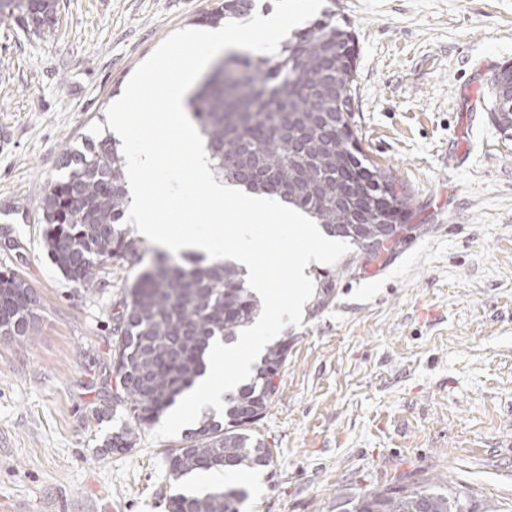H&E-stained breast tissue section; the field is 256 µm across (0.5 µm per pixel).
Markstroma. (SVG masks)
Segmentation results:
<instances>
[{
	"instance_id": "35a3bbf8",
	"label": "stroma",
	"mask_w": 512,
	"mask_h": 512,
	"mask_svg": "<svg viewBox=\"0 0 512 512\" xmlns=\"http://www.w3.org/2000/svg\"><path fill=\"white\" fill-rule=\"evenodd\" d=\"M219 0H57L42 35L0 14V268L40 300L34 336L0 337V512H167L181 436L129 451L112 401L113 328L149 266L93 286L47 256L39 223L60 157L112 137L106 110L172 32ZM357 49L354 129L412 211L385 249L310 271L314 292L280 389L255 426L273 456L240 512H337L367 490L432 476L512 512V135L491 80L512 65V0H333ZM465 146L464 156L449 152Z\"/></svg>"
}]
</instances>
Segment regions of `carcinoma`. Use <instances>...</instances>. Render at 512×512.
<instances>
[{
	"label": "carcinoma",
	"instance_id": "1",
	"mask_svg": "<svg viewBox=\"0 0 512 512\" xmlns=\"http://www.w3.org/2000/svg\"><path fill=\"white\" fill-rule=\"evenodd\" d=\"M55 0H0V11H18L32 33H42ZM255 0H224L203 18L217 25L252 12ZM353 33L335 23L328 7L322 18L292 32L274 59L235 60L214 74L189 100L191 117L206 139L215 171L246 189L277 196L274 185L297 186L285 203L302 211L333 235L336 224H354V191L339 193L336 162L356 172L370 169L376 179L364 191L386 193L397 215L411 198L396 187L388 170L360 151L356 138L336 140L330 127L312 121L317 112L346 109L351 124L355 93ZM492 117L504 133L512 131V108L492 101ZM66 176L48 182L42 199L43 240L54 266L74 283L92 284L106 263L127 262L140 246L122 219L129 197L125 158L108 138L63 152ZM40 301L12 270H0V336L34 334ZM259 312L256 296L242 272L229 262L183 265L168 257L152 263L125 292V315L112 336L115 388L133 426L108 441L111 448H134V429L154 423L193 386L205 369L212 343L232 342ZM291 341L270 345L254 367L252 382L224 398V421L205 416L182 445L167 454L168 471L178 481L219 468H252L272 462L270 448L252 425L266 413L279 391L278 377ZM243 492L223 486L204 496L175 493L169 512H239ZM471 494L428 478L360 495L340 512H471Z\"/></svg>",
	"mask_w": 512,
	"mask_h": 512
}]
</instances>
